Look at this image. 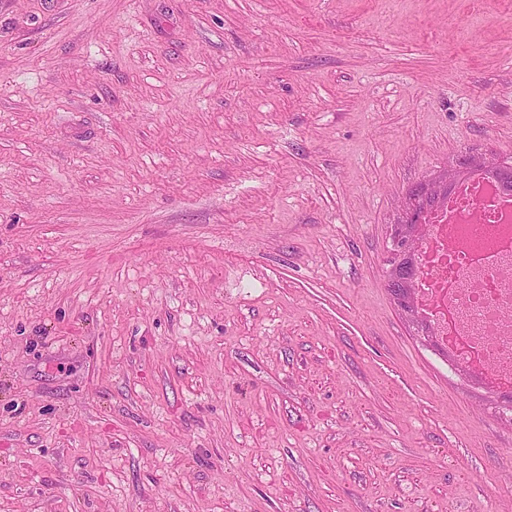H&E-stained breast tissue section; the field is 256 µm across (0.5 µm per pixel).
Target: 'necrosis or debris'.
<instances>
[{
	"instance_id": "4bbe7bcc",
	"label": "necrosis or debris",
	"mask_w": 512,
	"mask_h": 512,
	"mask_svg": "<svg viewBox=\"0 0 512 512\" xmlns=\"http://www.w3.org/2000/svg\"><path fill=\"white\" fill-rule=\"evenodd\" d=\"M496 186L456 213L429 216L418 252L420 305L437 336L462 347V363L512 385V217L494 200Z\"/></svg>"
}]
</instances>
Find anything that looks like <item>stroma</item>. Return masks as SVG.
<instances>
[{"label":"stroma","instance_id":"stroma-1","mask_svg":"<svg viewBox=\"0 0 512 512\" xmlns=\"http://www.w3.org/2000/svg\"><path fill=\"white\" fill-rule=\"evenodd\" d=\"M491 154L512 0H0V512H512L387 286ZM428 225L425 224H395L392 229V237L402 246L398 252L393 266H390L389 282L390 292L398 305L406 312L415 316L414 289L411 288L407 277V269L414 256L417 255V239L425 235Z\"/></svg>","mask_w":512,"mask_h":512}]
</instances>
